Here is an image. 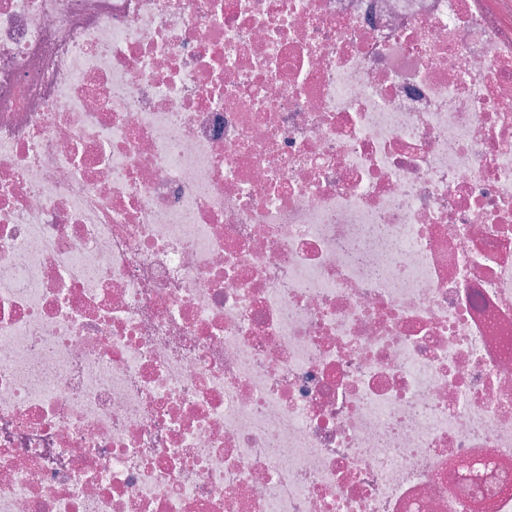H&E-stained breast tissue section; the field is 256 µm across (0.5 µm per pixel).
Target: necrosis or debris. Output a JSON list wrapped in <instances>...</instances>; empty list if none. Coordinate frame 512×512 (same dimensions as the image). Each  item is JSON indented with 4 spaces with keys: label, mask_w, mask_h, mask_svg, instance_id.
Returning a JSON list of instances; mask_svg holds the SVG:
<instances>
[{
    "label": "necrosis or debris",
    "mask_w": 512,
    "mask_h": 512,
    "mask_svg": "<svg viewBox=\"0 0 512 512\" xmlns=\"http://www.w3.org/2000/svg\"><path fill=\"white\" fill-rule=\"evenodd\" d=\"M0 512H512V0H0Z\"/></svg>",
    "instance_id": "1"
}]
</instances>
